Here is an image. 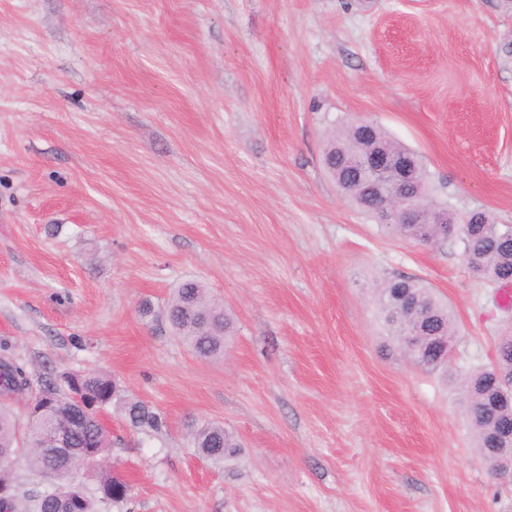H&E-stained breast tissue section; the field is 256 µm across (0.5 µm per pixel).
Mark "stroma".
Instances as JSON below:
<instances>
[{
	"instance_id": "35a3bbf8",
	"label": "stroma",
	"mask_w": 512,
	"mask_h": 512,
	"mask_svg": "<svg viewBox=\"0 0 512 512\" xmlns=\"http://www.w3.org/2000/svg\"><path fill=\"white\" fill-rule=\"evenodd\" d=\"M354 120L439 203L512 224V0H0V351L36 383L107 372L167 420L104 413L129 491L101 512H512L460 389L512 304L456 240L383 233L337 192L322 149ZM398 274L448 303L447 373L375 318ZM186 279L234 320L223 358L158 315ZM206 422L237 458L197 452ZM191 436L199 454L215 462L234 457L240 450L237 439L224 429L223 424L207 423L193 430Z\"/></svg>"
}]
</instances>
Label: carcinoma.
<instances>
[{
    "label": "carcinoma",
    "instance_id": "carcinoma-1",
    "mask_svg": "<svg viewBox=\"0 0 512 512\" xmlns=\"http://www.w3.org/2000/svg\"><path fill=\"white\" fill-rule=\"evenodd\" d=\"M380 148L390 154L411 157L413 175L405 191L415 205L428 211L437 207L431 197L430 181L416 154L394 140L381 126L373 123H348L333 129L326 137L322 162L340 193L356 208L386 230L404 239L442 246L448 242L442 224H385L377 211L373 191L364 180L352 155L359 145ZM485 210H472L461 219L468 233L459 242L468 269L493 283L512 281V224H499ZM374 302L387 336L405 358L428 371L446 369L448 354L438 352V344L453 340V319L448 305L442 303L432 289L419 278L383 277L376 282ZM429 312L425 319L427 336L422 346L407 353L406 337L420 324L418 308ZM171 333L178 337L197 357L214 360L224 357V340L230 336L232 320L210 296L198 280H185L173 288L162 309ZM496 359L487 367L476 369L464 377L469 411L473 412L495 400L504 390L501 375L512 371V334L499 339ZM0 368L8 369L12 386L0 385V484L14 487L12 497L0 499V512H97V505L120 503L127 499L128 487L111 469L102 465L112 445L110 432L100 428L97 418L84 429L68 430L70 419L79 408L78 400L97 404V412L115 408L135 433L159 432L165 419L145 402L124 395L113 378L101 371H65L57 379L32 391L26 366L8 358H0ZM27 395L28 400L45 410L27 419L24 433H19L15 414L9 402ZM512 422V402L500 404L475 427L476 447L486 448L500 428ZM70 431L69 446L55 448L52 438ZM199 454L215 462L237 455L240 445L235 436L219 423H207L191 433ZM23 466L38 473L45 486L31 495L16 481V468ZM93 478L94 487L81 479Z\"/></svg>",
    "mask_w": 512,
    "mask_h": 512
}]
</instances>
